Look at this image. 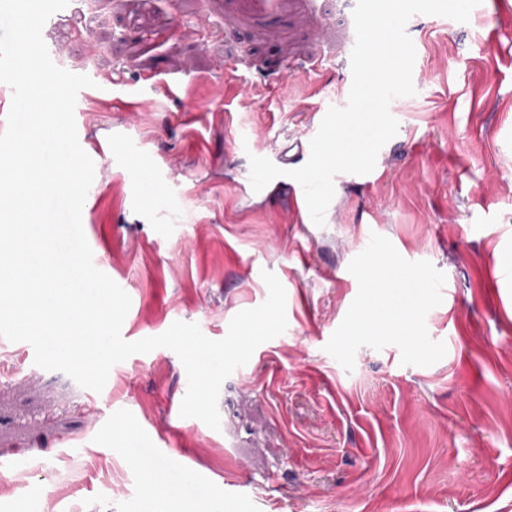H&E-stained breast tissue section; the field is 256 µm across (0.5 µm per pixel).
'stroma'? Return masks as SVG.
Here are the masks:
<instances>
[{
    "label": "stroma",
    "instance_id": "obj_1",
    "mask_svg": "<svg viewBox=\"0 0 512 512\" xmlns=\"http://www.w3.org/2000/svg\"><path fill=\"white\" fill-rule=\"evenodd\" d=\"M356 3L69 0L47 20L56 65L97 82L75 115L82 149L105 150L82 222L131 299L123 338L182 321L222 339L266 300L265 270L287 329L224 381L217 431L181 417L170 349L114 365L97 393L36 366L29 343H0V512H238L243 497L254 512H512V11L411 17L416 93L396 103L374 178L335 177L324 226L293 206V178L249 187L250 156L280 163L338 106ZM312 56L321 69L286 73ZM374 233L446 277L426 316L446 347L434 365L364 347L349 372L325 350ZM138 438L200 486L162 469L147 495Z\"/></svg>",
    "mask_w": 512,
    "mask_h": 512
}]
</instances>
